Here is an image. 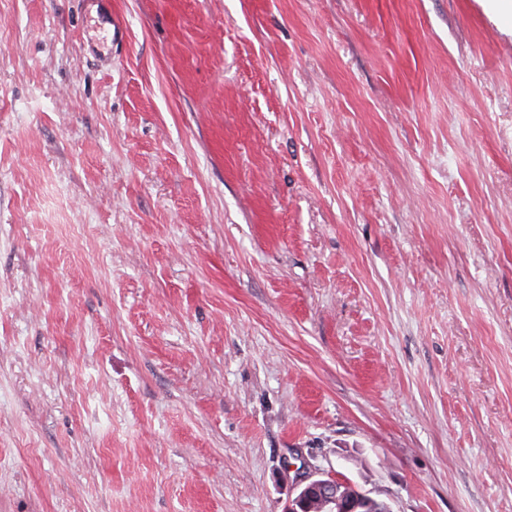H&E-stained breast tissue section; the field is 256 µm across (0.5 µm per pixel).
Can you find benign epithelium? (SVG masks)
I'll return each instance as SVG.
<instances>
[{
	"label": "benign epithelium",
	"mask_w": 512,
	"mask_h": 512,
	"mask_svg": "<svg viewBox=\"0 0 512 512\" xmlns=\"http://www.w3.org/2000/svg\"><path fill=\"white\" fill-rule=\"evenodd\" d=\"M371 497L335 474L309 477L288 501L286 512H357Z\"/></svg>",
	"instance_id": "7a95c632"
}]
</instances>
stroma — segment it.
<instances>
[{
    "label": "stroma",
    "instance_id": "1",
    "mask_svg": "<svg viewBox=\"0 0 512 512\" xmlns=\"http://www.w3.org/2000/svg\"><path fill=\"white\" fill-rule=\"evenodd\" d=\"M97 9L0 0V512H512V36ZM338 485L352 490L350 495H339ZM295 497L288 501L286 512H321L330 507V512H356L362 504L372 499L349 482L341 480L337 474L317 475L308 477L305 484L297 487ZM319 508L316 509L315 507Z\"/></svg>",
    "mask_w": 512,
    "mask_h": 512
}]
</instances>
